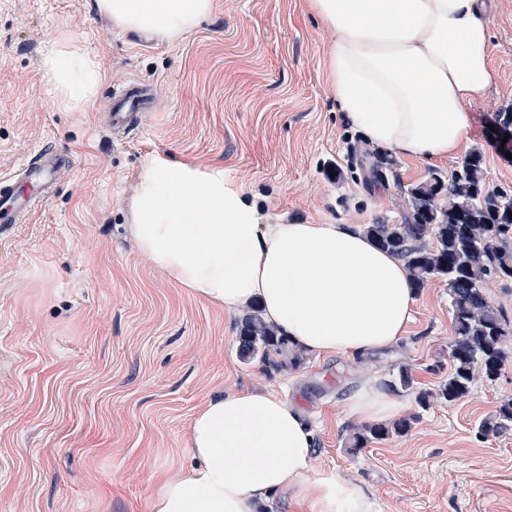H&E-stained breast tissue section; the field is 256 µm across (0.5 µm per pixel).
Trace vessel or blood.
I'll return each mask as SVG.
<instances>
[{
  "instance_id": "b4317fda",
  "label": "vessel or blood",
  "mask_w": 512,
  "mask_h": 512,
  "mask_svg": "<svg viewBox=\"0 0 512 512\" xmlns=\"http://www.w3.org/2000/svg\"><path fill=\"white\" fill-rule=\"evenodd\" d=\"M153 104L150 85L128 81L111 100L108 118L112 127H139L142 113L151 111ZM63 152L45 147L19 164L12 174L0 175V224H24L51 197L57 175L69 167Z\"/></svg>"
}]
</instances>
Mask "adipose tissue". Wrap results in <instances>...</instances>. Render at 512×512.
Instances as JSON below:
<instances>
[{
    "mask_svg": "<svg viewBox=\"0 0 512 512\" xmlns=\"http://www.w3.org/2000/svg\"><path fill=\"white\" fill-rule=\"evenodd\" d=\"M121 31L175 40L213 0H96ZM335 38L328 80L347 121L372 145L416 162L458 156L468 107L492 82L484 0H311ZM46 75L81 104L98 74L72 43L51 44ZM138 248L194 297L228 311L259 305L296 348L365 354L395 343L416 303L407 270L349 224L271 222L224 170L146 162L131 200ZM314 432L277 395L241 391L206 401L189 431V469L166 482L151 512H259L294 488L309 512H368L362 490L310 474Z\"/></svg>",
    "mask_w": 512,
    "mask_h": 512,
    "instance_id": "1",
    "label": "adipose tissue"
}]
</instances>
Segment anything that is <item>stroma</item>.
<instances>
[{
  "label": "stroma",
  "instance_id": "35a3bbf8",
  "mask_svg": "<svg viewBox=\"0 0 512 512\" xmlns=\"http://www.w3.org/2000/svg\"><path fill=\"white\" fill-rule=\"evenodd\" d=\"M488 8L493 80L469 107L467 146L482 150L489 187L512 190V141L499 131L512 108V0ZM332 38L309 0H213L174 41L117 30L95 0H0V174L47 145L73 157L32 219L0 230V512H150L161 482L191 464L197 408L244 390L294 404L315 431L311 473L356 484L370 512H512V428L476 435L512 398V340L495 380L443 399L446 283L417 292L396 344L273 370L241 359L240 312L190 296L130 234L138 175L154 158L223 167L268 217L301 224H397L411 186L433 169L450 176L458 158H398L375 177L381 150L349 125L327 80ZM57 39L102 74L78 109L45 75ZM134 79L151 85L154 108L117 137L105 107ZM401 366L431 392L429 406L394 393L408 432L350 450L364 423L353 399L385 393Z\"/></svg>",
  "mask_w": 512,
  "mask_h": 512
}]
</instances>
